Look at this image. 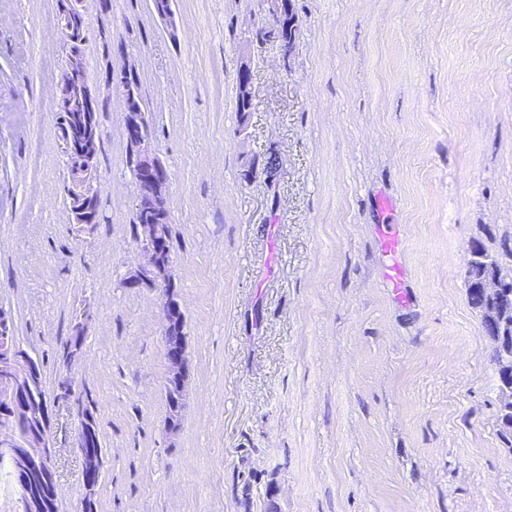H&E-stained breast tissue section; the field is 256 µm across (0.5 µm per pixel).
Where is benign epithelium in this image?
<instances>
[{
    "instance_id": "7a95c632",
    "label": "benign epithelium",
    "mask_w": 512,
    "mask_h": 512,
    "mask_svg": "<svg viewBox=\"0 0 512 512\" xmlns=\"http://www.w3.org/2000/svg\"><path fill=\"white\" fill-rule=\"evenodd\" d=\"M73 0H64L58 10V29L64 44L74 40L71 26ZM125 134L128 146L138 151L135 172L137 186L136 213L147 215L148 223L142 227L138 240L140 250L148 256V263L140 270L141 279L167 295L162 305L163 331H168L169 318L181 312L172 297L170 281L165 269L170 259L161 251L164 237L156 215L168 210L166 189L168 170L153 155L150 144V126L139 98L133 94L129 83H124ZM58 114H69L76 122V136L63 142L67 176L65 192L73 208L72 222L80 232H89L95 224L93 201L99 196L100 176L96 167V129L94 118L98 112L97 100L82 79V69L71 67L55 91ZM505 282L499 278H486L479 282L480 292L491 300L506 295ZM168 374L165 383L186 382V348L182 343H165ZM33 366L29 354L21 349L13 327L0 310V403L9 409L0 411V458L14 464L15 474L27 479L33 474H54L51 459L39 456L31 444L44 441L45 420L36 421L20 414L28 403Z\"/></svg>"
}]
</instances>
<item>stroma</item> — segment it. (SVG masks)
<instances>
[{"instance_id": "1", "label": "stroma", "mask_w": 512, "mask_h": 512, "mask_svg": "<svg viewBox=\"0 0 512 512\" xmlns=\"http://www.w3.org/2000/svg\"><path fill=\"white\" fill-rule=\"evenodd\" d=\"M80 0L99 219L77 232L54 91L58 0H0V309L41 368L59 512H512L473 245L512 236V0ZM254 110L240 114V71ZM170 174L187 407L164 429L161 296L134 278L124 79ZM409 290L382 279L375 199ZM90 309L82 354L61 356ZM72 399L57 398L63 375ZM88 410L87 408L83 409L82 418L80 419V425L84 430V447L80 448L81 452H93L100 456L102 447L99 439V433L97 430V425L95 419L90 412H85Z\"/></svg>"}]
</instances>
